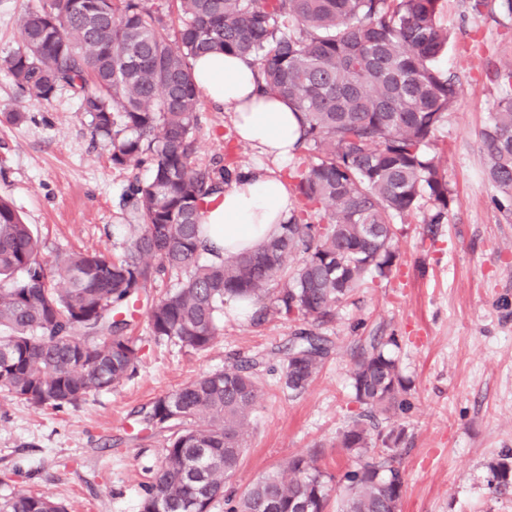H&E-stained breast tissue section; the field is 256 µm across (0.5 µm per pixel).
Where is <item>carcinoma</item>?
Segmentation results:
<instances>
[{
    "instance_id": "carcinoma-1",
    "label": "carcinoma",
    "mask_w": 512,
    "mask_h": 512,
    "mask_svg": "<svg viewBox=\"0 0 512 512\" xmlns=\"http://www.w3.org/2000/svg\"><path fill=\"white\" fill-rule=\"evenodd\" d=\"M174 32L148 0H44L28 9L0 70L21 96L48 100L60 88L79 102L113 167L149 165L128 185V243L111 258L74 252L48 271L38 237L0 198V388L36 409L62 410L132 378L139 348L122 317L146 302L158 341L191 351L221 335L224 307L262 304L261 315L324 323L369 281L388 277L398 222L427 202L430 223L455 198L431 151L437 127L459 95L436 65L452 34L438 22L440 0H174ZM210 52L251 59L263 90L303 117L288 169L294 208L281 232L257 249L226 257L206 243L205 200L245 176L192 161L199 98L191 60ZM497 109L481 132L486 176L512 198V65L494 73ZM211 256L199 265L200 253ZM170 287L154 288L160 279ZM359 341L351 372L365 406L339 437L355 456L336 512H399L405 476L397 453L405 429L376 426L404 409L407 387L387 349ZM332 341L296 334L282 383L299 394L316 378ZM255 360L203 373L138 411L139 431L160 438L161 463L144 483L140 512H326L334 476L314 453L288 461V474L259 478L224 495L240 467L244 427L263 398ZM0 512H66L18 491Z\"/></svg>"
}]
</instances>
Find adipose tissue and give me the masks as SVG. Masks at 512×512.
Here are the masks:
<instances>
[{
	"mask_svg": "<svg viewBox=\"0 0 512 512\" xmlns=\"http://www.w3.org/2000/svg\"><path fill=\"white\" fill-rule=\"evenodd\" d=\"M191 67L196 87L233 114L238 137L272 161L249 169L212 198L204 217L207 238L225 255L255 250L279 233L293 207L282 173L301 135V115L284 100L261 93L257 69L242 57L208 53L193 59Z\"/></svg>",
	"mask_w": 512,
	"mask_h": 512,
	"instance_id": "1",
	"label": "adipose tissue"
}]
</instances>
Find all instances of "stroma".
<instances>
[{"label":"stroma","instance_id":"1","mask_svg":"<svg viewBox=\"0 0 512 512\" xmlns=\"http://www.w3.org/2000/svg\"><path fill=\"white\" fill-rule=\"evenodd\" d=\"M439 20L457 35L439 65L458 77L461 92L434 137L456 201L439 224L430 223L426 207L407 217L391 276L369 283L319 326L334 349L314 382L296 396L281 387L284 351L303 321L260 322L255 309L230 307L213 345L189 352L155 340L137 308L130 333L140 362L124 384L61 411L29 407L0 390V503L26 489L67 512H139L161 450L134 439L136 411L237 359L257 360L265 395L226 491L241 492L290 457L312 452L342 478L353 456L336 438L363 410L353 398L352 351L360 337L391 336L410 387L394 418L405 428L400 512H512V480L496 478L499 464L512 466V212L496 204L480 141L496 106L492 72L512 64V14L499 0L477 12L470 0H442ZM11 112L22 120L9 121ZM194 158L244 169L264 161L238 140L232 114L205 98ZM149 177L145 167L113 168L67 90L30 100L0 72V197L30 224L47 260L80 249L121 252L128 236L123 191Z\"/></svg>","mask_w":512,"mask_h":512}]
</instances>
